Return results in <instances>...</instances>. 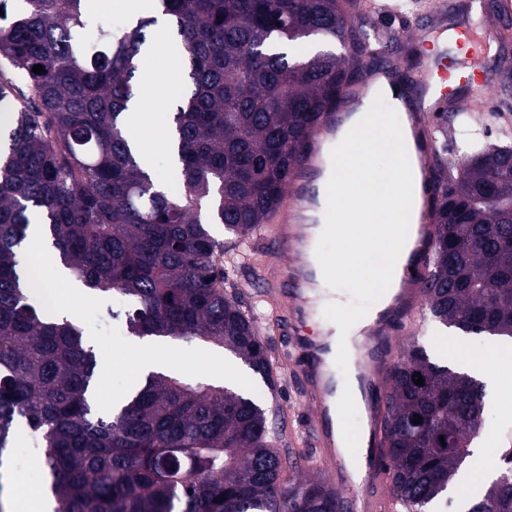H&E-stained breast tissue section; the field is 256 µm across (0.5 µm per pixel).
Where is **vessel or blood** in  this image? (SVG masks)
<instances>
[{
  "label": "vessel or blood",
  "mask_w": 512,
  "mask_h": 512,
  "mask_svg": "<svg viewBox=\"0 0 512 512\" xmlns=\"http://www.w3.org/2000/svg\"><path fill=\"white\" fill-rule=\"evenodd\" d=\"M341 118L338 112L323 113L304 156L293 169L289 189L273 217L272 232L263 251L269 267L265 285L286 297L285 318L293 330L312 311L307 290L314 283L315 271L307 258L302 230L288 234L284 228L295 225L300 211L314 202L317 191L314 179L320 174L319 157ZM415 135L417 144L412 150V159L420 167L419 197L427 206L436 197L438 186L432 170L437 140L428 129L426 113H418ZM434 232L435 227L430 223L410 225L405 243L408 258L399 270L400 298L380 313L377 328L368 330L355 364L354 377L362 389L366 407V429L343 425L336 413L333 374L327 356L337 350L338 339L318 340L294 334L289 338L290 345L299 354L296 372L302 397L309 408V440L318 450L324 472L336 478L340 485L336 512H376L378 507L376 488L383 474L376 423L385 407V381L393 369L400 326L408 322L415 330L423 328L420 311L425 301L424 280L432 259ZM340 435L361 454L364 460L361 474H350L337 462L336 438Z\"/></svg>",
  "instance_id": "vessel-or-blood-1"
}]
</instances>
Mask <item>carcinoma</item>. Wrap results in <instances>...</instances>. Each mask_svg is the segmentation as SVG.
<instances>
[{
	"label": "carcinoma",
	"mask_w": 512,
	"mask_h": 512,
	"mask_svg": "<svg viewBox=\"0 0 512 512\" xmlns=\"http://www.w3.org/2000/svg\"><path fill=\"white\" fill-rule=\"evenodd\" d=\"M158 2L186 78L172 118L178 194L143 171L124 122L155 19L104 27L91 48L89 0H0V52L10 62L0 69V467L25 425L40 437L41 486L55 512H336L325 478L286 479L300 462L277 448L281 434L244 391L151 374L114 411H98L95 356L80 326L29 287L20 249L34 216L70 277L127 300L133 333L224 348L276 388L255 320L224 289V242L212 226L251 238L282 204L320 115L356 111L374 65L302 51L360 38L340 0ZM417 56L410 48L396 58L393 84L409 87ZM507 158L477 146L457 164L436 159L427 303L446 328L512 339ZM484 396L479 379L423 347L394 366L383 454L403 512L448 497ZM503 462L467 512H512V456Z\"/></svg>",
	"instance_id": "obj_1"
}]
</instances>
